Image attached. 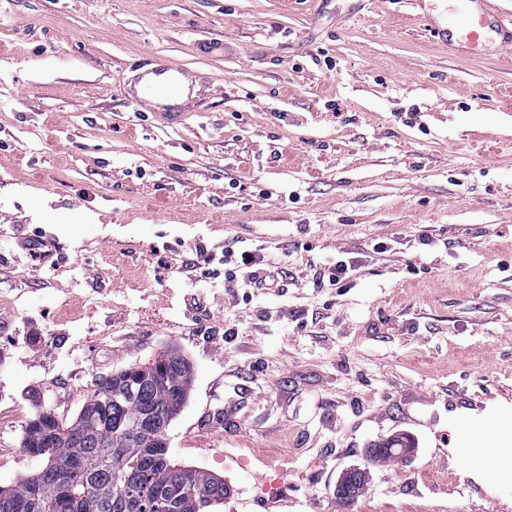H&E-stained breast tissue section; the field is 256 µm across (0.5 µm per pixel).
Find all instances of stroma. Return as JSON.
Returning <instances> with one entry per match:
<instances>
[{"mask_svg": "<svg viewBox=\"0 0 512 512\" xmlns=\"http://www.w3.org/2000/svg\"><path fill=\"white\" fill-rule=\"evenodd\" d=\"M448 0H0V489L39 410L175 349L214 512H512L463 434L512 437V50ZM199 72L169 126L119 83ZM45 242L33 266L13 229ZM384 252H375L378 243ZM264 248L269 286L185 268ZM353 258L344 288L320 272ZM410 438L406 462L371 454ZM364 492L336 495L342 473ZM469 5L460 15L448 19L447 28L434 27L438 36L448 43V49L466 53L480 50L487 28H496L503 47L512 49V20L505 23L495 16L487 0H468Z\"/></svg>", "mask_w": 512, "mask_h": 512, "instance_id": "35a3bbf8", "label": "stroma"}]
</instances>
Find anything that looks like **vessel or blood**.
<instances>
[{"instance_id": "b4317fda", "label": "vessel or blood", "mask_w": 512, "mask_h": 512, "mask_svg": "<svg viewBox=\"0 0 512 512\" xmlns=\"http://www.w3.org/2000/svg\"><path fill=\"white\" fill-rule=\"evenodd\" d=\"M496 28L503 47L512 49V21L504 22L488 8V0H469V5L457 17L450 19L446 28L437 34L447 42L449 49L466 53L480 50L487 28ZM189 79L184 67L158 61L141 68L137 74V90H125L124 95L132 110H139L144 97H152L157 109L173 117H181V110L173 103Z\"/></svg>"}]
</instances>
